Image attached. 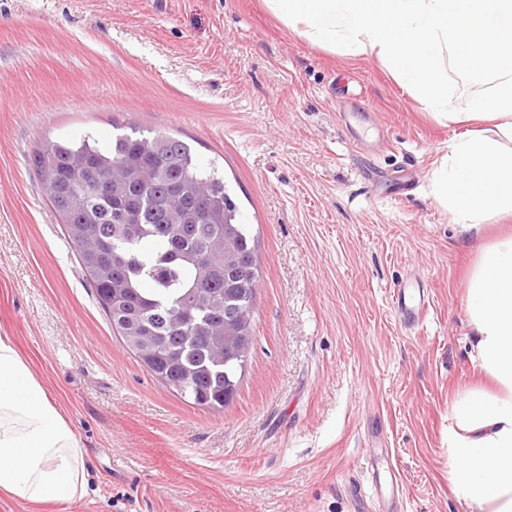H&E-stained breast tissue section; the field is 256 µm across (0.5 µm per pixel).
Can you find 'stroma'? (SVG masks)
<instances>
[{"mask_svg":"<svg viewBox=\"0 0 512 512\" xmlns=\"http://www.w3.org/2000/svg\"><path fill=\"white\" fill-rule=\"evenodd\" d=\"M133 125L216 164L258 242L254 341L224 411L152 377L103 313L35 179L44 140ZM459 126L374 57L301 39L263 0H0V333L59 404L85 496L0 512H467L448 413L473 385L481 240L429 196ZM433 303L395 318L407 280Z\"/></svg>","mask_w":512,"mask_h":512,"instance_id":"stroma-1","label":"stroma"}]
</instances>
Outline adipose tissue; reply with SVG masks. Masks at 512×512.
Wrapping results in <instances>:
<instances>
[{"label": "adipose tissue", "mask_w": 512, "mask_h": 512, "mask_svg": "<svg viewBox=\"0 0 512 512\" xmlns=\"http://www.w3.org/2000/svg\"><path fill=\"white\" fill-rule=\"evenodd\" d=\"M300 38L379 59L439 123L465 125L432 172L431 194L460 234L512 213V0H264ZM456 73L496 79L461 100ZM488 121L485 130L469 129ZM471 361L484 387L448 417V481L469 512H512V234L484 244L465 289ZM84 453L58 402L12 337L0 335V492L19 503L82 497Z\"/></svg>", "instance_id": "1"}]
</instances>
